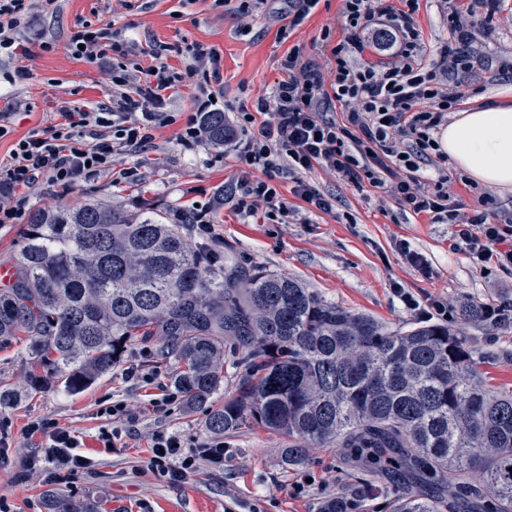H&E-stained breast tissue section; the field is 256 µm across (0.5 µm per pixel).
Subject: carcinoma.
Instances as JSON below:
<instances>
[{
	"label": "carcinoma",
	"mask_w": 512,
	"mask_h": 512,
	"mask_svg": "<svg viewBox=\"0 0 512 512\" xmlns=\"http://www.w3.org/2000/svg\"><path fill=\"white\" fill-rule=\"evenodd\" d=\"M224 144V113L205 119ZM178 224L89 199L36 209L0 288V338L23 336L32 364L79 393L135 341L214 435H285L287 466L342 448L391 512H512V393L486 385L459 326L399 331L287 276L224 266ZM243 368L224 387V351Z\"/></svg>",
	"instance_id": "1"
}]
</instances>
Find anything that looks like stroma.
I'll return each instance as SVG.
<instances>
[{
    "instance_id": "stroma-1",
    "label": "stroma",
    "mask_w": 512,
    "mask_h": 512,
    "mask_svg": "<svg viewBox=\"0 0 512 512\" xmlns=\"http://www.w3.org/2000/svg\"><path fill=\"white\" fill-rule=\"evenodd\" d=\"M134 4L126 10L114 0H33L26 23L16 31L31 51L26 79H13L15 60L0 57V124L12 131L0 139V160L8 157L14 139L55 124L59 107L93 112L111 104L112 86L105 80L103 61L77 60L67 49L85 26L113 24L129 41V61L145 68L154 63L152 49L161 45L166 63L178 70L185 68L195 44L214 47L221 54L219 79L199 75L170 90L164 117L157 121L146 149L115 156L114 172L80 180L67 192L40 181L25 192V211L76 207L95 198L130 211L155 208L172 224L183 210L197 208L206 211L212 231L205 234L196 225H184L191 246H205L244 267L299 280L393 330L420 320L394 296L391 285L396 281L415 297L440 298L454 307L473 299L512 305V272L481 270L454 247L451 225L403 210L380 189L360 190L334 172L313 169L305 180L333 204L332 211L322 212L293 196L292 177L278 178L276 185L296 215L289 223L276 224L263 212L247 216L237 210L233 189L241 169L232 146L180 142L201 90L213 93L216 111L231 122L241 107L270 94L291 49H299L317 67L333 66L332 50L344 34L342 0H320L285 37L273 17L276 0H262L246 22L230 10L213 7L212 0ZM449 11L447 0H419L417 23L432 51H439L449 38ZM47 40L55 43L54 51L42 50ZM475 52L472 72L458 77V112L512 90V71L502 69L503 63L512 62V0H502ZM138 163L143 166L142 181L119 177V170ZM402 240L428 260L431 277L406 262L397 248ZM464 329L479 351L477 369L483 379L512 390V321L497 325L473 318ZM158 348L155 338L129 347L112 372L83 392H67L53 381L34 393L25 343L0 340V386L18 395L16 405L0 407V423L11 430L9 446L0 455V500L10 512H320L324 502L361 486V473L350 469L338 449H315L308 463L287 467L282 463L287 436L261 429L225 436L223 467L202 460L180 483L157 478L146 468L154 432L178 433L189 446L209 437L203 411L185 412L179 401L168 412L154 411L153 399L175 390L169 371L154 366ZM145 374L154 375L156 384L143 383ZM117 401L134 405L139 420L116 447L104 448L97 436L111 421L102 410ZM37 417L55 419L77 435L88 465L55 479L49 470L25 469V461L36 455L41 443L25 434L28 422ZM298 484L303 487L299 494L294 491Z\"/></svg>"
}]
</instances>
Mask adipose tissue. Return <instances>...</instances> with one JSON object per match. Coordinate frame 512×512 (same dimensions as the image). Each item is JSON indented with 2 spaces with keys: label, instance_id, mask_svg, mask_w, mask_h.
Wrapping results in <instances>:
<instances>
[{
  "label": "adipose tissue",
  "instance_id": "obj_1",
  "mask_svg": "<svg viewBox=\"0 0 512 512\" xmlns=\"http://www.w3.org/2000/svg\"><path fill=\"white\" fill-rule=\"evenodd\" d=\"M440 146L471 181L512 191V104L457 113L441 131Z\"/></svg>",
  "mask_w": 512,
  "mask_h": 512
}]
</instances>
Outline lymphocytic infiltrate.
Here are the masks:
<instances>
[{"label": "lymphocytic infiltrate", "instance_id": "obj_1", "mask_svg": "<svg viewBox=\"0 0 512 512\" xmlns=\"http://www.w3.org/2000/svg\"><path fill=\"white\" fill-rule=\"evenodd\" d=\"M32 0H0V53L28 55L15 32L29 15ZM418 0L400 5L382 0H342L347 33L333 48L336 66L320 71L294 50L281 62L282 79L270 96L257 98L253 110H241L237 123L244 136L235 143L244 172L238 181L237 208L245 214L264 210L269 220L287 223L291 211L273 180L294 175V196L328 212L332 203L299 174L321 167L356 188L383 190L405 210L430 215L433 223L454 226L456 247L477 264L512 270V221L490 219L487 212L468 208L451 198L447 176L422 181V164L437 150L433 131L444 121L459 92V73L470 71L469 46L484 26L469 7L452 11L451 43L440 49V59L429 62L430 49L416 20ZM119 56L127 54V40L109 28L88 27L74 36L67 49L77 59H97L98 47ZM134 74L127 65L110 67L106 77L114 89L111 106L98 112L61 109L59 122L46 131H33L15 142L0 162V224H15L23 216L14 193L47 179L63 189L79 178L111 170L115 155L142 149L152 140L156 109L167 93L198 71L220 75V55L212 48L195 47L193 62L177 70L162 63ZM340 104L343 123L327 119L324 106ZM28 436H41L42 454L29 465L51 464L78 469L86 466L77 454L78 438L50 418L32 420ZM173 433L151 439L147 467L172 483L183 481L198 460L214 463L224 458V441L214 437L191 451Z\"/></svg>", "mask_w": 512, "mask_h": 512}]
</instances>
